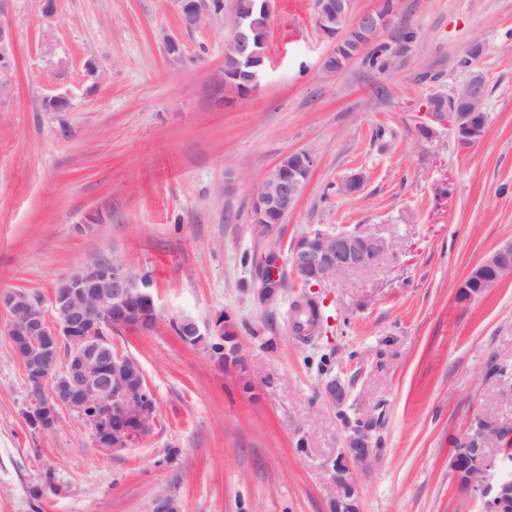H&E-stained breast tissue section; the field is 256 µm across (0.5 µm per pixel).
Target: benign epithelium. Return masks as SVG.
I'll return each mask as SVG.
<instances>
[{
	"label": "benign epithelium",
	"instance_id": "7a95c632",
	"mask_svg": "<svg viewBox=\"0 0 512 512\" xmlns=\"http://www.w3.org/2000/svg\"><path fill=\"white\" fill-rule=\"evenodd\" d=\"M184 26L200 28L209 10L189 0H179ZM355 23L366 27L370 40L383 29L377 12L358 15ZM233 48L250 58L249 34L240 23L234 26ZM481 74H471L456 91L455 107L442 112L429 103L430 122L447 124L464 133L460 139L470 144L481 139L473 126L474 115L483 109L485 95ZM285 161L254 188L252 205L258 214L288 211L300 198L304 183L290 176L283 179ZM391 243L362 230L327 231L316 229L294 239L286 260L269 267L268 256L281 252L269 246L260 263L259 298L270 304L281 291L280 280L291 275L311 288L351 271L371 267L386 253ZM512 272V243L498 248L477 265L462 284L463 297H471L496 284ZM150 281L132 275L116 260L95 259L77 268L51 294L50 310L41 301L20 291L1 292L0 309L10 314L8 336L13 354L25 369L31 389L30 421L41 429L51 428L58 419L57 408L80 415L90 410V424L96 441L110 447L125 446L148 434L155 421V404L141 395L137 362L112 352L106 333L112 329H147L156 319V307L148 291ZM67 344L64 363H59L60 347ZM374 455L371 427L358 425L346 447L332 461L338 488L334 512H354L356 472L364 469ZM449 467L459 488L477 492L484 512H512V429L477 415L469 431L457 438Z\"/></svg>",
	"mask_w": 512,
	"mask_h": 512
}]
</instances>
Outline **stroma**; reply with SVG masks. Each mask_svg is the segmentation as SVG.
I'll return each instance as SVG.
<instances>
[{
    "label": "stroma",
    "instance_id": "1",
    "mask_svg": "<svg viewBox=\"0 0 512 512\" xmlns=\"http://www.w3.org/2000/svg\"><path fill=\"white\" fill-rule=\"evenodd\" d=\"M235 4L188 30L177 0H57L50 20L39 0H0V291L45 302L114 258L149 278L156 305L151 328L107 334L156 406L150 433L121 448L68 409L31 426L0 312V512H152L161 493L178 512H330L329 462L359 422L375 452L357 512H484L448 458L475 414L512 427V273L461 293L512 242V0H398L379 37L389 67L334 73L314 0H272L260 86L244 96L224 85ZM474 71L485 136H421L431 97ZM55 94L67 111L45 110ZM298 150L316 159L299 201L284 223H252L255 185ZM355 174L359 190L339 193ZM355 227L393 248L316 287L314 332L289 320L296 279L259 302L272 240ZM184 318L201 342L177 335ZM226 330L244 369L220 359ZM493 364L506 373L488 376Z\"/></svg>",
    "mask_w": 512,
    "mask_h": 512
}]
</instances>
